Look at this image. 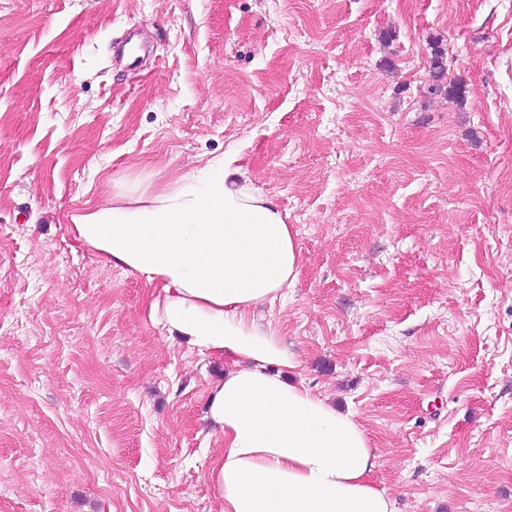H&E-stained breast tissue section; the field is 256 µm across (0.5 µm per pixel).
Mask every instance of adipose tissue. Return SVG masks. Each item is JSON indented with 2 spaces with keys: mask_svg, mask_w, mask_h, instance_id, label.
Instances as JSON below:
<instances>
[{
  "mask_svg": "<svg viewBox=\"0 0 512 512\" xmlns=\"http://www.w3.org/2000/svg\"><path fill=\"white\" fill-rule=\"evenodd\" d=\"M77 238L155 287L150 320L231 366L205 420L222 443L208 478L224 512H394L369 475L375 455L353 414L304 383L257 308L296 281L290 224L260 192L208 166L169 187L77 216Z\"/></svg>",
  "mask_w": 512,
  "mask_h": 512,
  "instance_id": "ef3b65f1",
  "label": "adipose tissue"
}]
</instances>
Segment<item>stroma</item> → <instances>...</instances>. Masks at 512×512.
Listing matches in <instances>:
<instances>
[{"label":"stroma","instance_id":"35a3bbf8","mask_svg":"<svg viewBox=\"0 0 512 512\" xmlns=\"http://www.w3.org/2000/svg\"><path fill=\"white\" fill-rule=\"evenodd\" d=\"M222 157L297 234L288 376L395 512H512V0H0V512H222L229 361L73 228ZM431 84L429 85L430 94H445L448 97L454 98L458 102H463L465 99V87L460 83L453 85H446L444 83V76L446 71V52L442 47L437 46L433 50L431 58Z\"/></svg>","mask_w":512,"mask_h":512}]
</instances>
